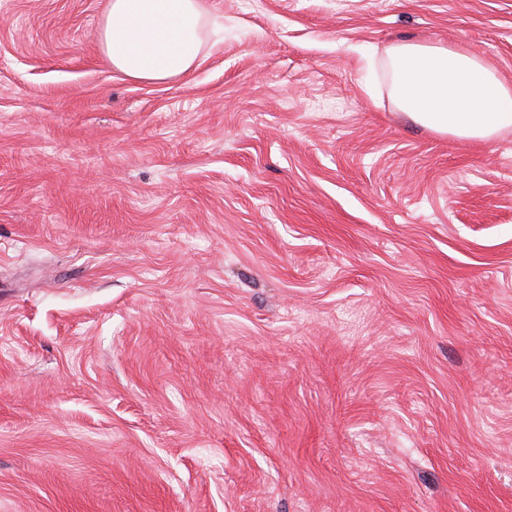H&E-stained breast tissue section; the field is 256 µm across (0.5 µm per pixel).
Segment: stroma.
Segmentation results:
<instances>
[{
  "label": "stroma",
  "mask_w": 512,
  "mask_h": 512,
  "mask_svg": "<svg viewBox=\"0 0 512 512\" xmlns=\"http://www.w3.org/2000/svg\"><path fill=\"white\" fill-rule=\"evenodd\" d=\"M209 5L152 84L0 0V512H512V131L387 60L512 86V0ZM399 108L441 134L490 141L512 129V87L470 51L398 43L389 52Z\"/></svg>",
  "instance_id": "1"
}]
</instances>
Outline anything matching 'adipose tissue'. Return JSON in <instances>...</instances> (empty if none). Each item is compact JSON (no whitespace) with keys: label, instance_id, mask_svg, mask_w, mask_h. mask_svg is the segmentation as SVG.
Returning <instances> with one entry per match:
<instances>
[{"label":"adipose tissue","instance_id":"adipose-tissue-1","mask_svg":"<svg viewBox=\"0 0 512 512\" xmlns=\"http://www.w3.org/2000/svg\"><path fill=\"white\" fill-rule=\"evenodd\" d=\"M208 22L204 0H108L98 41L126 77L165 82L192 68ZM388 56L394 99L415 122L476 141L512 129V87L477 54L398 43Z\"/></svg>","mask_w":512,"mask_h":512}]
</instances>
